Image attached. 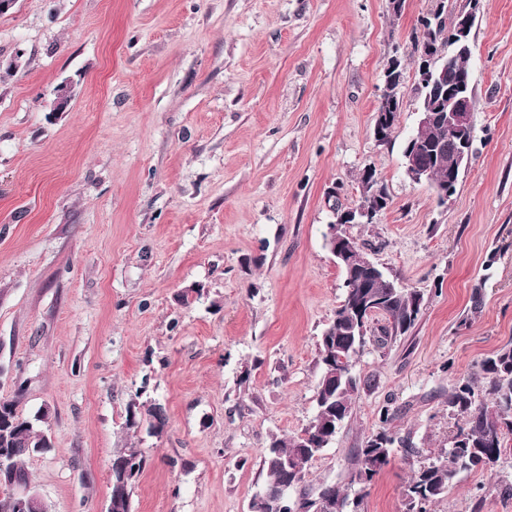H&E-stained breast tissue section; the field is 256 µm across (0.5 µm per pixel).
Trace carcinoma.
I'll return each instance as SVG.
<instances>
[{
  "instance_id": "carcinoma-1",
  "label": "carcinoma",
  "mask_w": 512,
  "mask_h": 512,
  "mask_svg": "<svg viewBox=\"0 0 512 512\" xmlns=\"http://www.w3.org/2000/svg\"><path fill=\"white\" fill-rule=\"evenodd\" d=\"M409 140L421 147L434 150L441 142L439 133L432 127L418 128ZM375 285L374 292L386 301L384 316L388 323L407 333L415 324L420 309V297L399 286L397 279L386 274ZM344 306L336 309L333 321L324 330L320 340V375L315 394L330 391L331 399L316 401L315 415L303 429L314 448L298 446L300 435L275 436L266 450L261 472L264 488H276L287 484L289 489L302 484L308 475L309 463L328 447L336 436L327 428L330 420L341 412L343 418L351 416L357 381L336 375V361L341 355L355 361L359 348L366 339L356 336V331L344 316ZM480 377L453 387L448 394V409L462 422L454 437L453 446L436 461L414 470L406 486L408 497L406 512H429V506L448 492L462 471H489L493 469L506 449V438L512 435V342L498 348L479 362ZM145 414L150 430L159 433L166 424V411L160 404L149 406ZM9 417L10 422L0 427V449L8 451L12 458L9 473L0 477V496L9 494L11 487L31 482L27 468L28 460L35 454V445L40 433L47 430L48 412L33 418L25 416L13 400L0 399V418ZM117 459L130 464L131 476L121 488L125 501L123 512H131L133 483L145 467V459L138 448H123ZM387 460L379 459L365 448L357 450L356 469L351 473L349 485L367 487L379 474ZM319 491L334 498L336 512H344L349 494L336 485H322Z\"/></svg>"
}]
</instances>
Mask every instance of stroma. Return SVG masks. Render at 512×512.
I'll return each instance as SVG.
<instances>
[{
    "label": "stroma",
    "instance_id": "35a3bbf8",
    "mask_svg": "<svg viewBox=\"0 0 512 512\" xmlns=\"http://www.w3.org/2000/svg\"><path fill=\"white\" fill-rule=\"evenodd\" d=\"M433 5L17 0L0 15V398L49 412L53 447L28 462L49 512H106L130 447L146 459L132 512H249L270 437L314 416L344 293L325 233L369 167L389 206L349 231L421 311L383 345L386 319H370L353 414L305 490L347 487L385 429L389 462L347 512H404L411 472L457 432L449 390L512 341V0H479L473 154L444 206L403 168ZM395 56L405 105L381 143ZM153 402L162 433L127 426ZM510 485L512 450L430 512H512Z\"/></svg>",
    "mask_w": 512,
    "mask_h": 512
}]
</instances>
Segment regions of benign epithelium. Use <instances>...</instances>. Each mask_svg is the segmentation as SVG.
<instances>
[{"instance_id": "1", "label": "benign epithelium", "mask_w": 512, "mask_h": 512, "mask_svg": "<svg viewBox=\"0 0 512 512\" xmlns=\"http://www.w3.org/2000/svg\"><path fill=\"white\" fill-rule=\"evenodd\" d=\"M471 14L458 16L454 26L448 33V46L445 51L435 56L430 46L426 45L415 59V71L419 88H427L426 102L417 108L418 125L438 128L444 140L450 142L455 155V166L450 181H458L460 173L472 156L473 136V96L471 82L466 77L456 81H448V67L457 57L471 52L470 46ZM387 70L391 75L384 81L382 91L383 111L374 113V134L378 141H383L385 127L389 123V111L403 106V76L399 74V59H393ZM72 97L71 86L67 83L58 85L54 90V107L58 112L67 108ZM434 155L428 154L420 145L410 143L404 154L406 176L413 182L432 183ZM367 180L361 186V193L376 201L367 205H358L349 209L338 210L335 214V226L328 227L327 241L330 251L337 264L348 265L354 260L353 243L355 238L349 234L348 227L352 224H372L384 207L389 205L387 191L380 185L372 170H366ZM349 306L347 317L353 326L360 327L361 332L367 330V319L380 312L384 303L375 298L369 291V285L360 281L349 289ZM9 496L13 509L17 512H47V507L38 491L31 485L12 488ZM291 503L294 512H333L331 501L319 496L316 508L309 510L302 500L291 498L288 486L278 489H263L258 492L250 503V512H267V507L275 501Z\"/></svg>"}]
</instances>
